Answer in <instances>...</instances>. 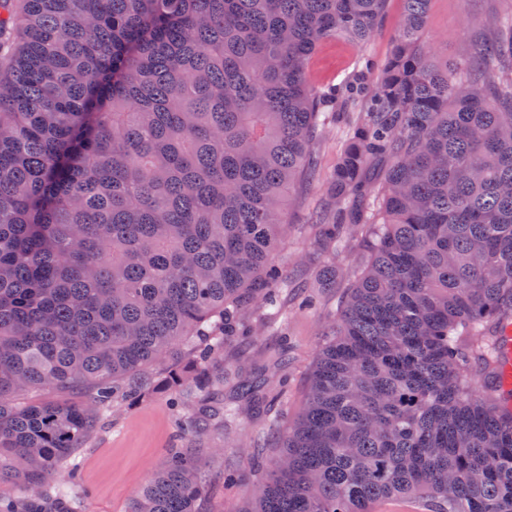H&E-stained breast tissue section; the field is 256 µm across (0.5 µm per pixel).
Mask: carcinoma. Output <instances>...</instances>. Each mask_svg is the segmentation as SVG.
<instances>
[{
	"label": "carcinoma",
	"mask_w": 512,
	"mask_h": 512,
	"mask_svg": "<svg viewBox=\"0 0 512 512\" xmlns=\"http://www.w3.org/2000/svg\"><path fill=\"white\" fill-rule=\"evenodd\" d=\"M384 2L23 0L0 72V512H80L76 450L157 390L187 447L128 512H199L190 448L260 395L224 404L225 344L254 304L248 336L288 321L274 256L336 99L309 57L367 41ZM402 2L328 183L326 246L365 258L297 417L286 379L263 392L284 433L243 512H512V16L450 63L430 0Z\"/></svg>",
	"instance_id": "obj_1"
}]
</instances>
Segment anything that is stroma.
Returning <instances> with one entry per match:
<instances>
[{
  "instance_id": "35a3bbf8",
  "label": "stroma",
  "mask_w": 512,
  "mask_h": 512,
  "mask_svg": "<svg viewBox=\"0 0 512 512\" xmlns=\"http://www.w3.org/2000/svg\"><path fill=\"white\" fill-rule=\"evenodd\" d=\"M511 11L512 0H430L424 41L449 60L468 58L492 38L490 17ZM402 13V0H386L377 28L364 44L345 38L322 43L308 62L310 83H339L358 70H365L368 62L373 68L366 70L367 78L375 80V67L388 55ZM343 129V124H329L315 140V175L307 189L290 200L288 231L276 255V262L288 280L284 302L293 304L296 295L310 293L317 299L316 309L289 315V356H282L281 337L275 332L253 342L234 344L228 350L230 364L238 366L244 377L260 369L272 383L278 365L286 364L290 374L288 414L292 417L304 404L308 375L323 342V328L335 313L343 292V275L364 257L358 241L352 242L342 256L328 257L315 222L326 206L327 177L344 148ZM266 428L264 415L252 411L225 424L223 436L199 445V452L206 458L207 490L199 505L200 512H224L225 508L241 507L250 499L249 481L261 468L250 464L239 448L247 444L250 436L265 432ZM181 445L165 392H157L132 408L112 412L77 453L83 486L89 492L85 512H126L141 486L159 468L165 453Z\"/></svg>"
}]
</instances>
